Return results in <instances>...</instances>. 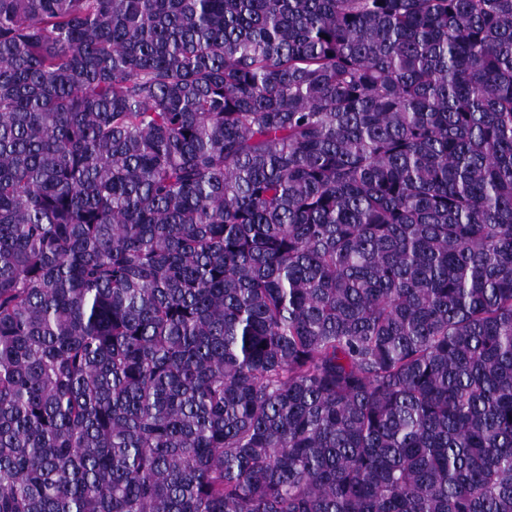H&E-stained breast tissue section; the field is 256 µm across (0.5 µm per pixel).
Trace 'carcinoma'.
Listing matches in <instances>:
<instances>
[{"instance_id":"1","label":"carcinoma","mask_w":512,"mask_h":512,"mask_svg":"<svg viewBox=\"0 0 512 512\" xmlns=\"http://www.w3.org/2000/svg\"><path fill=\"white\" fill-rule=\"evenodd\" d=\"M0 512H512V0H0Z\"/></svg>"}]
</instances>
